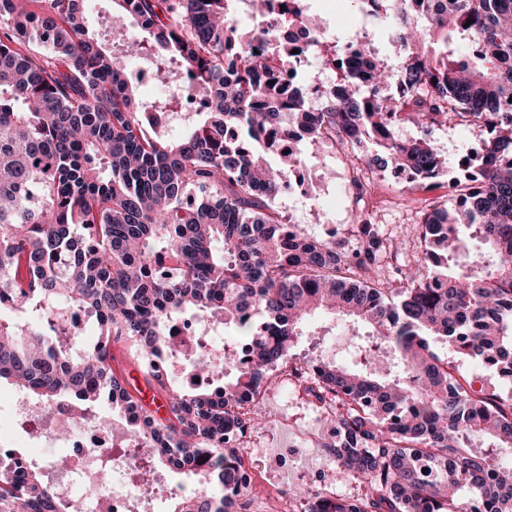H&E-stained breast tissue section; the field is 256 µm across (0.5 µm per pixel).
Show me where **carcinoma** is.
Wrapping results in <instances>:
<instances>
[{
    "label": "carcinoma",
    "instance_id": "1",
    "mask_svg": "<svg viewBox=\"0 0 512 512\" xmlns=\"http://www.w3.org/2000/svg\"><path fill=\"white\" fill-rule=\"evenodd\" d=\"M0 0V380L46 404L103 400L126 418L145 464L180 477L167 512H245L247 405L323 312L351 331L352 365L307 359L293 375L325 402L341 474L363 486L339 498L296 491L304 512H512V397L477 390L439 357L491 360L512 380V0H349L389 19L393 62L360 37L321 45L336 86L310 104L296 73L305 0L239 25V0H113L116 22L147 34L117 54L88 31V0ZM161 82L183 72L205 95L181 135L141 100L128 59ZM450 123L483 128L480 169L430 202L414 261L380 273L396 245L371 214L360 247L289 229L276 199L310 141L330 140L362 190L363 153L377 170L406 167L422 185L444 172L433 138ZM412 125L403 140L395 128ZM296 140L282 153L275 144ZM483 250L462 260L464 232ZM84 312L99 335L63 344L52 320ZM185 314L224 319L219 368L199 359L192 390L160 367L180 352L166 325ZM366 328L360 333L359 326ZM134 354L167 399L141 406L112 347ZM65 458L0 454V512H71L45 473Z\"/></svg>",
    "mask_w": 512,
    "mask_h": 512
}]
</instances>
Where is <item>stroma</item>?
Instances as JSON below:
<instances>
[{
  "label": "stroma",
  "instance_id": "1",
  "mask_svg": "<svg viewBox=\"0 0 512 512\" xmlns=\"http://www.w3.org/2000/svg\"><path fill=\"white\" fill-rule=\"evenodd\" d=\"M311 12L326 22L329 33L345 40L360 33L362 24L347 5L346 0H310ZM90 28L106 46L118 45L121 38H135L140 34L135 24H127L120 31L112 29V0H91ZM480 130L470 127L447 125L435 129L434 138L448 160V170L431 185L414 187L411 194L399 193V185L389 174H377L367 179L361 192L351 186L352 172L338 158V153L328 143L316 141L306 147L305 164L313 181L310 197L300 194L280 196L276 204L303 234L333 240L345 249L358 247L355 217L365 212L375 216L382 235L399 245L398 257L383 265L384 273H392L398 263L407 262L417 250L419 214L438 197L447 195L448 184L458 177L464 167L476 166L473 153L482 139ZM321 211L323 220H316L314 211ZM325 418L312 410V400L305 393L285 396L280 386L263 391L254 409V422L242 439L248 457L253 461L255 481L249 494L258 500L280 487L295 488L301 485L304 475L293 470L282 475L263 469L258 461L262 450L277 447L280 439H297L304 431L326 426Z\"/></svg>",
  "mask_w": 512,
  "mask_h": 512
}]
</instances>
